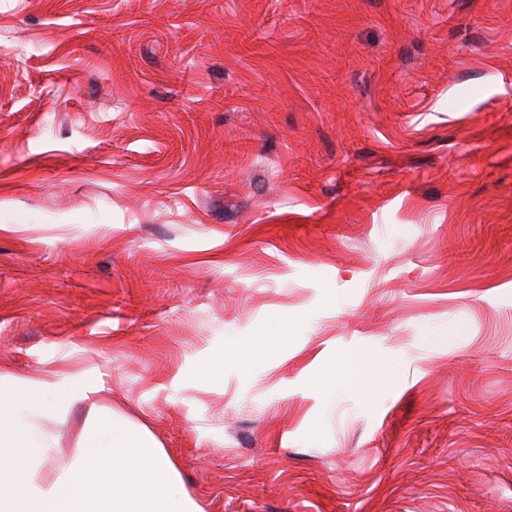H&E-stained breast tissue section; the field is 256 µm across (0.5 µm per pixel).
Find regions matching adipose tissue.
Returning <instances> with one entry per match:
<instances>
[{
  "instance_id": "1",
  "label": "adipose tissue",
  "mask_w": 512,
  "mask_h": 512,
  "mask_svg": "<svg viewBox=\"0 0 512 512\" xmlns=\"http://www.w3.org/2000/svg\"><path fill=\"white\" fill-rule=\"evenodd\" d=\"M107 398L104 382L81 371L0 370V512H202L149 427ZM76 406L84 426L64 461L52 426Z\"/></svg>"
}]
</instances>
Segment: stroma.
Masks as SVG:
<instances>
[{
    "mask_svg": "<svg viewBox=\"0 0 512 512\" xmlns=\"http://www.w3.org/2000/svg\"><path fill=\"white\" fill-rule=\"evenodd\" d=\"M0 363L203 512H512V0H0ZM342 374L344 380L352 387H368V377L360 358L356 354H349L342 361Z\"/></svg>",
    "mask_w": 512,
    "mask_h": 512,
    "instance_id": "35a3bbf8",
    "label": "stroma"
}]
</instances>
